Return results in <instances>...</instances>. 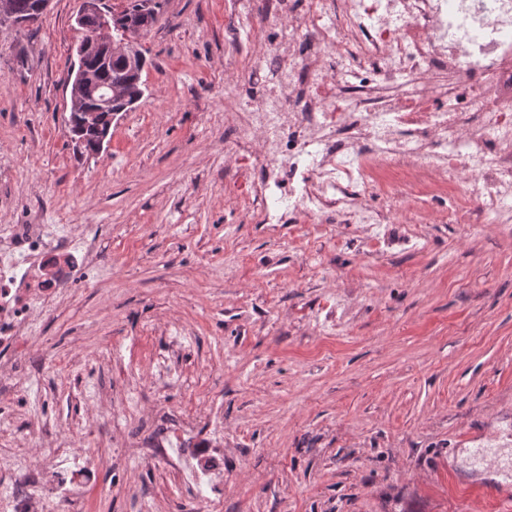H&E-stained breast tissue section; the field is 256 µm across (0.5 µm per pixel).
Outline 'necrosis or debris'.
<instances>
[{
  "mask_svg": "<svg viewBox=\"0 0 512 512\" xmlns=\"http://www.w3.org/2000/svg\"><path fill=\"white\" fill-rule=\"evenodd\" d=\"M250 0L225 47V191L260 224L354 227L426 247L415 227L512 228V0ZM448 200L435 210L436 198ZM84 224L0 225V399L26 391L34 311L92 287ZM36 483L0 512H78Z\"/></svg>",
  "mask_w": 512,
  "mask_h": 512,
  "instance_id": "obj_1",
  "label": "necrosis or debris"
}]
</instances>
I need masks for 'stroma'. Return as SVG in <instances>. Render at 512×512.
Here are the masks:
<instances>
[{
	"label": "stroma",
	"mask_w": 512,
	"mask_h": 512,
	"mask_svg": "<svg viewBox=\"0 0 512 512\" xmlns=\"http://www.w3.org/2000/svg\"><path fill=\"white\" fill-rule=\"evenodd\" d=\"M80 0L0 25V225L94 224V288L28 332L46 341L0 415V497L99 395L112 443L76 448L86 512H512V481L476 477L477 445L512 449V234L427 224L428 250L378 251L344 229L247 222L224 200L232 0H165L141 38L143 98L77 159L68 74ZM202 416L224 495L138 456L191 438L149 401Z\"/></svg>",
	"instance_id": "35a3bbf8"
}]
</instances>
